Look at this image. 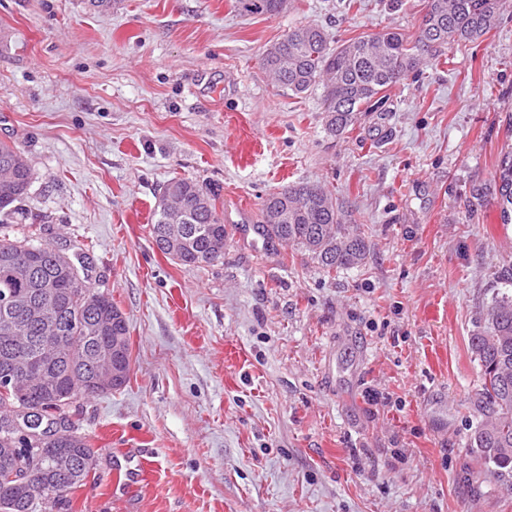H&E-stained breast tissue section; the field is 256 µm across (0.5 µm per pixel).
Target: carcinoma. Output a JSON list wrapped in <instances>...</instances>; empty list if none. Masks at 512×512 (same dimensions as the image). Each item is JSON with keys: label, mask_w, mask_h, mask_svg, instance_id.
<instances>
[{"label": "carcinoma", "mask_w": 512, "mask_h": 512, "mask_svg": "<svg viewBox=\"0 0 512 512\" xmlns=\"http://www.w3.org/2000/svg\"><path fill=\"white\" fill-rule=\"evenodd\" d=\"M283 0H236L245 15H274L283 11ZM500 0H428L414 44L398 32L350 39L333 47L324 31L301 25L266 49L263 68L279 85L295 94L323 89L325 127L336 137L353 126L362 109L387 101L388 88L414 70L424 52L476 39L499 20ZM34 178L25 153L14 143L0 141V290L38 297L42 284L57 290L48 301L58 335L68 347L64 360L53 368L54 385L44 393L0 391V512H53L67 508V494L84 484L97 466V451L78 433L72 421L61 420L63 433L54 444L43 445L19 438V424L36 430L40 421L56 417L80 394L91 379L108 373L112 358L124 373L130 370V336L123 313L112 296L100 293L86 274L87 256L78 257L80 274H67L72 259L60 250L34 243L36 233L12 238L8 223L21 211ZM499 194L508 204L504 220H512V158L500 166ZM256 232L269 242L292 244L308 253L324 270L338 272L364 263L369 247L359 225L348 222L343 204L320 184L287 186L263 203ZM153 239L183 237L179 250L160 248L184 266L207 263L214 245L224 247L226 225L217 213L216 197L186 178L170 180L164 187L151 224ZM7 320L25 323L21 336L0 331V361L23 349L32 369L44 366L41 336L44 326L21 308L0 303V326ZM471 355L482 369L476 407L482 419L468 440V447L497 478L512 480V292H498L486 306L483 323L468 339ZM45 448L46 462H55L58 448H71L76 467L45 486L14 484L12 467L30 448Z\"/></svg>", "instance_id": "obj_1"}]
</instances>
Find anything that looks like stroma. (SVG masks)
Instances as JSON below:
<instances>
[{"label": "stroma", "instance_id": "35a3bbf8", "mask_svg": "<svg viewBox=\"0 0 512 512\" xmlns=\"http://www.w3.org/2000/svg\"><path fill=\"white\" fill-rule=\"evenodd\" d=\"M426 5L0 0V140L34 170L12 229L88 253L130 331L126 384L62 412L99 451L69 512H512V486L465 446L482 374L468 338L512 264V0L337 137L320 92L260 63L302 24L335 46L415 39ZM176 176L217 197L218 261L180 265L150 236ZM302 182L344 203L365 264L328 274L257 234L266 197ZM142 460L146 479L113 486ZM236 8L245 15H274L283 11L282 0H236ZM500 186L499 194L503 198V202L510 206V209L503 207L504 221L512 220V158L508 161L503 160L500 166Z\"/></svg>", "mask_w": 512, "mask_h": 512}]
</instances>
